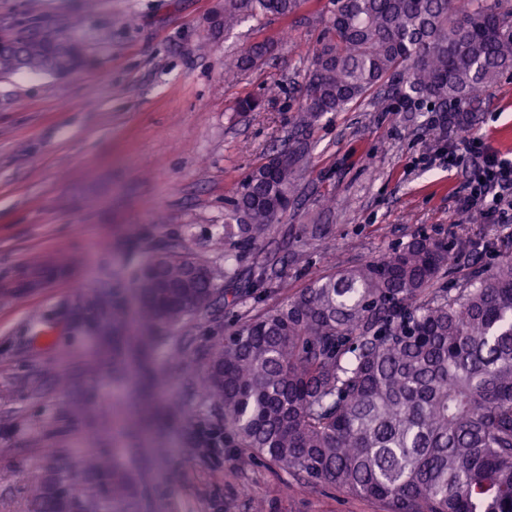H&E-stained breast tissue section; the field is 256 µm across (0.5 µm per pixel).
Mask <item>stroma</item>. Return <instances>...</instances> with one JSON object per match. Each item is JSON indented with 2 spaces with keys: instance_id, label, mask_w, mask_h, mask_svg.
Masks as SVG:
<instances>
[{
  "instance_id": "stroma-1",
  "label": "stroma",
  "mask_w": 512,
  "mask_h": 512,
  "mask_svg": "<svg viewBox=\"0 0 512 512\" xmlns=\"http://www.w3.org/2000/svg\"><path fill=\"white\" fill-rule=\"evenodd\" d=\"M224 0H0V19L32 29L78 15L90 65L0 78V512H34L55 482L49 455L114 452L137 479L127 512H378L302 483L243 448H214L221 409L196 381L236 326L315 278L416 235L512 254V223L460 213L462 172L434 155L447 137L512 152V71L464 122L427 134L428 112L386 87L298 131L312 50L332 4L302 0L286 18L223 31ZM267 39L266 62L224 63ZM264 101L237 111L239 99ZM298 154V200L238 266L239 299H216L158 343L133 345L112 308L136 307V279L158 256L224 264V218L244 178L275 152ZM318 224L325 243L305 242ZM285 283L247 285L254 265ZM164 456H156V449Z\"/></svg>"
}]
</instances>
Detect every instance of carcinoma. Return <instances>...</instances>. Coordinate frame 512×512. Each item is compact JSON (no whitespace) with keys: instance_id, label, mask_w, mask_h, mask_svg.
<instances>
[{"instance_id":"obj_1","label":"carcinoma","mask_w":512,"mask_h":512,"mask_svg":"<svg viewBox=\"0 0 512 512\" xmlns=\"http://www.w3.org/2000/svg\"><path fill=\"white\" fill-rule=\"evenodd\" d=\"M302 94L298 125L342 112L385 85L405 103L443 112L464 108L480 88L512 69V0H332ZM300 0H224V30L286 18ZM78 24L41 27L18 41L0 30V77L82 67L71 47L46 49ZM267 41L242 47L228 73L259 66ZM292 162L264 179L248 174L224 224V268L209 270L204 292L235 277L288 212ZM470 239L454 249L427 236L316 278L238 326L217 348L205 395L224 411V444L247 448L311 485L338 488L380 512H512V257L489 274ZM472 271L455 288L434 283L460 262ZM190 258L164 267L162 307L138 311L158 332L177 326L176 302ZM102 480L113 512L132 495L117 460L79 462Z\"/></svg>"}]
</instances>
